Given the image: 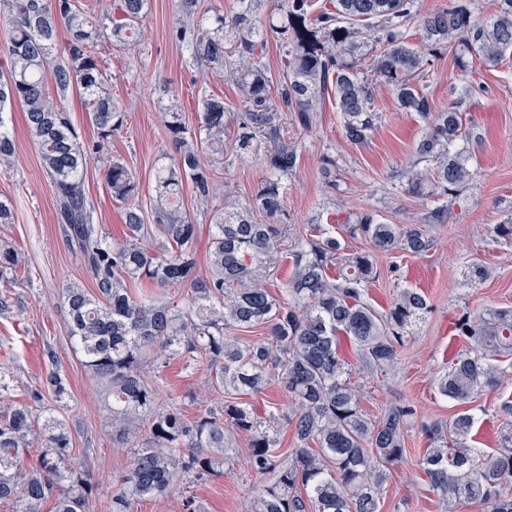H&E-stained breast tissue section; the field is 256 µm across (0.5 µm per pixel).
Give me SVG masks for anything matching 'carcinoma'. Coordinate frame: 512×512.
Instances as JSON below:
<instances>
[{
	"mask_svg": "<svg viewBox=\"0 0 512 512\" xmlns=\"http://www.w3.org/2000/svg\"><path fill=\"white\" fill-rule=\"evenodd\" d=\"M278 15L263 14L266 2ZM416 0H237V8L209 18L198 0H178L172 38L209 71L224 72V57L236 56L245 112L225 119L224 101L201 98L199 120L212 140H224L233 125L231 156L258 157L266 175L251 206L225 200L224 183L204 160L203 141L183 122L179 101L169 98L163 121L173 154H162L154 169L150 215L137 202L139 182L123 164L106 161L109 194L124 206L125 239L112 243L95 223L85 191L91 161L125 113L112 98L111 75L97 47L104 41L135 49L134 34L149 0H105L95 15L74 0H0V28L6 35L7 67H0V165L16 162L9 113L18 104L39 148L42 168L55 195L58 223L79 249L92 289L62 287L68 332L82 363L97 383L109 411L112 443L132 449L127 474L112 493L111 512H132L135 502L165 497L224 475L232 459L224 453L226 428L249 437L248 465L271 476L253 512H379L390 468L407 459L405 432L414 408L403 404L370 418L363 410L364 388L351 375L386 376L400 356L407 330L429 312L427 297L414 288L399 290L379 310L364 298L377 275L376 253L423 256L432 248L424 224L448 220L444 205L408 224H386L367 210L345 225L352 239L371 251L342 253L334 232L313 222L289 249L291 273L284 296L268 287L267 270L276 263L275 246L287 234L288 178L296 172L298 145L286 140L277 114L287 112L300 129L313 126L328 89L347 142L366 145L382 120L371 108L373 90L389 88L399 108L422 122V134L401 169L408 193L453 195L478 181L471 146L482 140L477 125L463 124L455 101L439 109L416 84L448 49L467 76L465 94L480 89L473 67L497 64L512 49V0H499L497 13L480 20L472 0H448L429 12ZM414 23L422 41L409 43ZM274 39L280 69L267 76L257 50ZM382 51L369 55L368 41ZM52 81L56 94L46 90ZM84 95L97 140L85 143L64 102L69 92ZM209 211L210 246L206 271H197L193 250L200 225L185 207ZM492 239L512 245V220L495 224ZM22 254L0 238V284L13 283ZM489 275L479 260L467 266L466 281ZM184 292L181 304L164 290ZM262 328L271 342L246 341L241 332ZM455 335L467 348L437 381L438 392L461 406L451 420L425 427L428 448L418 460L428 484L445 504H475L483 512H512V400L500 406L502 446L492 452L471 443L475 414L465 404L488 387L499 368L494 358L512 355V310L485 308L465 313ZM350 341L357 363L340 352ZM184 370L201 365L223 394L217 409L188 419L175 403L160 397L163 369L171 361ZM275 379L295 403L291 413L257 415L246 395L260 393ZM51 395L55 404L39 414L24 402L0 405V500L17 512H41L55 498L54 512H86L92 482L71 462L72 431L60 412L67 397L56 364L45 372L30 399ZM291 426L296 443L280 460V422ZM36 447L33 464L24 454Z\"/></svg>",
	"mask_w": 512,
	"mask_h": 512,
	"instance_id": "obj_1",
	"label": "carcinoma"
}]
</instances>
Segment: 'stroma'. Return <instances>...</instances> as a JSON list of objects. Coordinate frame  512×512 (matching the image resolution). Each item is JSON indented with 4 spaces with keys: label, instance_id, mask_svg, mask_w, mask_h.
Here are the masks:
<instances>
[{
    "label": "stroma",
    "instance_id": "obj_1",
    "mask_svg": "<svg viewBox=\"0 0 512 512\" xmlns=\"http://www.w3.org/2000/svg\"><path fill=\"white\" fill-rule=\"evenodd\" d=\"M177 13V0H150L141 52L116 44H104L100 52L112 74L110 90L126 113L123 128L106 145L105 158L123 163L139 179L140 202L153 193V170L163 151L169 149V132L161 114L169 95H176L190 130L199 127L198 101L213 95L223 99L231 115L243 104L232 74L216 75L194 63L189 51L170 36ZM482 92L461 104L465 119L475 122L484 137L472 152L480 172L479 185L462 189L456 198L434 196L421 200L402 189L397 173L411 155L420 135L421 122L412 113L399 111L390 91L377 88L372 106L382 122L366 146L347 142L340 127L333 93H326L316 121L309 130L290 129L300 154L295 177L288 180V212L294 234L303 233L312 218L341 231L366 210L379 212L388 223L400 224L422 216L425 206L447 205L448 221L433 225V246L424 256L404 258L400 278L391 277L390 256L376 258L379 276L369 283L367 300L385 309L399 289L423 291L432 312L413 327L400 361L386 377L369 378L363 408L379 415L385 409L411 405L416 411L407 431L408 450L404 464L391 468L383 485L380 512H452L439 502L426 484L417 464L427 439L422 423L443 422L456 412L455 402L441 397L436 383L464 342L454 334V323L465 311L485 307L512 310V246L493 242L492 225L512 220V52L494 66H476ZM460 72L452 53H445L431 69L421 87L437 107L447 106L456 96ZM18 162L0 167V197L14 205L15 221L0 224V236L16 243L25 269L14 287L8 288L20 315L0 316V368L15 380L0 392L6 402L29 401L56 355L67 380L70 405L64 416L72 436V462L88 469L93 491L88 512H108L112 493L130 467L129 449L112 444L106 436L108 410L72 348L64 312L58 303L63 284L86 281L79 253L66 243L55 213L51 184L41 168L37 148L31 141L21 107L12 110ZM336 161L335 190H328L321 173L323 158ZM206 160L224 173V193L239 204H248L264 169L255 158L228 160L224 148L210 147ZM85 189L94 207L95 221L109 241L124 238L121 204L112 200L105 182L102 161H91ZM480 259L491 267V277L479 285L465 284L462 273L469 261ZM506 383L485 389L473 406L479 422L475 440L486 450L501 444L498 408L512 399V359L501 362ZM164 400L178 404L187 417L219 406L221 393L213 389L206 369L184 371L171 362L165 371ZM233 464L223 476L199 484L194 495L205 512H252L254 502L269 480L256 476L247 464L249 438L234 436Z\"/></svg>",
    "mask_w": 512,
    "mask_h": 512
}]
</instances>
